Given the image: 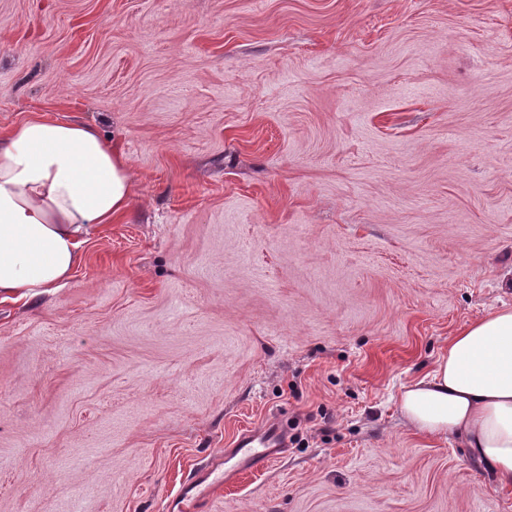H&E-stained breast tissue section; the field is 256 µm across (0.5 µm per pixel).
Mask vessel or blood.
<instances>
[{
	"instance_id": "obj_1",
	"label": "vessel or blood",
	"mask_w": 512,
	"mask_h": 512,
	"mask_svg": "<svg viewBox=\"0 0 512 512\" xmlns=\"http://www.w3.org/2000/svg\"><path fill=\"white\" fill-rule=\"evenodd\" d=\"M286 443L282 429L269 425L262 432L244 433L237 441L235 452L239 457L237 469L219 470L215 473H202L199 479L185 483L179 495L168 505V512H188L191 504L209 490L211 483L232 482L238 470L256 469L269 461L279 448Z\"/></svg>"
}]
</instances>
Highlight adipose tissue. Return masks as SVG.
<instances>
[{
  "mask_svg": "<svg viewBox=\"0 0 512 512\" xmlns=\"http://www.w3.org/2000/svg\"><path fill=\"white\" fill-rule=\"evenodd\" d=\"M131 194L128 159L95 126L35 116L0 135V297L62 287L90 232L124 217ZM399 405L412 428L455 436L511 490L512 306L451 336Z\"/></svg>",
  "mask_w": 512,
  "mask_h": 512,
  "instance_id": "1",
  "label": "adipose tissue"
}]
</instances>
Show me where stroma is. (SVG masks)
<instances>
[{
	"label": "stroma",
	"instance_id": "stroma-1",
	"mask_svg": "<svg viewBox=\"0 0 512 512\" xmlns=\"http://www.w3.org/2000/svg\"><path fill=\"white\" fill-rule=\"evenodd\" d=\"M116 142L130 210L0 301V512H512L403 385L512 305V0H0V133ZM285 443V434L275 424L269 425L259 434L247 431L238 439L233 452V456L240 455L238 468L224 471L223 463V469L219 471L202 472L199 479L182 486L179 495L169 503L168 512L187 511L195 500L204 495L206 490L211 491L216 483H230L241 470L263 466L279 448L285 446ZM212 476L214 477L208 482Z\"/></svg>",
	"mask_w": 512,
	"mask_h": 512
}]
</instances>
